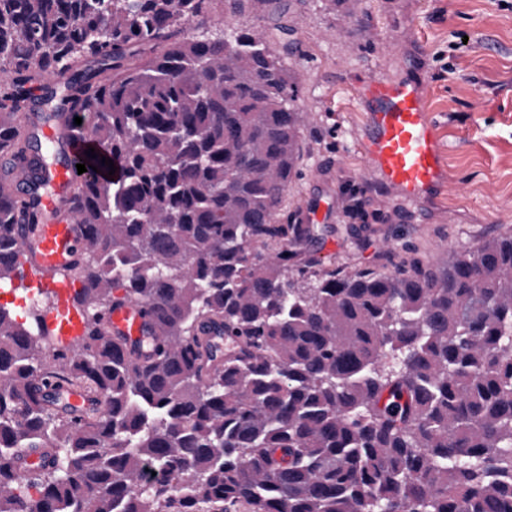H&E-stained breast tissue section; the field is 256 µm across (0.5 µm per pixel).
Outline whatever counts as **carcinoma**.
Listing matches in <instances>:
<instances>
[{
  "label": "carcinoma",
  "mask_w": 512,
  "mask_h": 512,
  "mask_svg": "<svg viewBox=\"0 0 512 512\" xmlns=\"http://www.w3.org/2000/svg\"><path fill=\"white\" fill-rule=\"evenodd\" d=\"M212 0H0V284L34 84L117 167L81 174L84 333L0 306V512H512V235L439 270L303 262L295 73ZM150 307L144 352L105 328ZM81 392L86 406L68 403Z\"/></svg>",
  "instance_id": "cac0c4a2"
}]
</instances>
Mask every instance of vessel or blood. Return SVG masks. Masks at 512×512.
Wrapping results in <instances>:
<instances>
[{
	"mask_svg": "<svg viewBox=\"0 0 512 512\" xmlns=\"http://www.w3.org/2000/svg\"><path fill=\"white\" fill-rule=\"evenodd\" d=\"M363 98L373 133L365 143L369 161L368 181L417 199L447 182V169L431 116L429 94L424 82L398 77H372L363 84ZM21 130L39 132L53 148L67 156L84 155L90 138L69 143L54 130L35 129L30 114H22ZM75 175L72 169L56 165L37 170L26 197L28 204L45 213L36 229L19 226V262L30 287L53 291L57 305L45 312L46 320L57 336L71 340L80 336L82 326L72 298L75 288L66 280H51L44 272L76 261L86 240V228L78 224L72 207L61 206L62 197L73 196ZM151 319L142 305L129 302L108 312L106 327L112 335L138 343L150 333Z\"/></svg>",
	"mask_w": 512,
	"mask_h": 512,
	"instance_id": "1",
	"label": "vessel or blood"
}]
</instances>
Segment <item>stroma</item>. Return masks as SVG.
Instances as JSON below:
<instances>
[{"label": "stroma", "instance_id": "obj_1", "mask_svg": "<svg viewBox=\"0 0 512 512\" xmlns=\"http://www.w3.org/2000/svg\"><path fill=\"white\" fill-rule=\"evenodd\" d=\"M237 23L263 32L298 79L302 175L286 206L319 228L298 244L302 257L395 271L512 234V0H270ZM376 68L428 85L447 167L432 198L361 183L368 114L358 89Z\"/></svg>", "mask_w": 512, "mask_h": 512}]
</instances>
